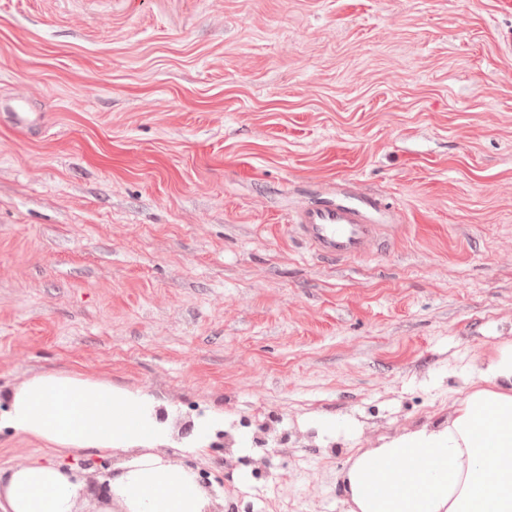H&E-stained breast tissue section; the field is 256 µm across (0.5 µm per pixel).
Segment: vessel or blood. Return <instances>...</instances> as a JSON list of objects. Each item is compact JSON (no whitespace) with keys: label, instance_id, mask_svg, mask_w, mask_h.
<instances>
[{"label":"vessel or blood","instance_id":"b4317fda","mask_svg":"<svg viewBox=\"0 0 512 512\" xmlns=\"http://www.w3.org/2000/svg\"><path fill=\"white\" fill-rule=\"evenodd\" d=\"M13 129L21 133L43 126L47 115L36 112L23 99H0ZM348 203L324 201L305 207L293 217L300 233L315 254L346 259L366 254L381 235V218L386 211L383 199L348 191Z\"/></svg>","mask_w":512,"mask_h":512}]
</instances>
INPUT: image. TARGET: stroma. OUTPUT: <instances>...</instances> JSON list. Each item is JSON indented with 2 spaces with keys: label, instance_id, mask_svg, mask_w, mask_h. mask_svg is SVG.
Returning <instances> with one entry per match:
<instances>
[{
  "label": "stroma",
  "instance_id": "obj_1",
  "mask_svg": "<svg viewBox=\"0 0 512 512\" xmlns=\"http://www.w3.org/2000/svg\"><path fill=\"white\" fill-rule=\"evenodd\" d=\"M508 31L512 0H0V97L49 111L0 118V386L223 413L224 512H349V457L512 343ZM345 184L395 214L318 257L291 215ZM7 109L13 129L26 135L31 130L43 126L47 121L46 112H35L27 100L10 98L0 99V110Z\"/></svg>",
  "mask_w": 512,
  "mask_h": 512
}]
</instances>
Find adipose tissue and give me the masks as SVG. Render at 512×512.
<instances>
[{
  "label": "adipose tissue",
  "instance_id": "adipose-tissue-1",
  "mask_svg": "<svg viewBox=\"0 0 512 512\" xmlns=\"http://www.w3.org/2000/svg\"><path fill=\"white\" fill-rule=\"evenodd\" d=\"M0 402V428L51 453L116 461L101 501L62 462L0 469V512H212L220 502L184 459L205 452L223 413L178 439L161 401L74 371L30 377ZM343 480L350 512H512V344L475 368L446 423L358 449Z\"/></svg>",
  "mask_w": 512,
  "mask_h": 512
}]
</instances>
